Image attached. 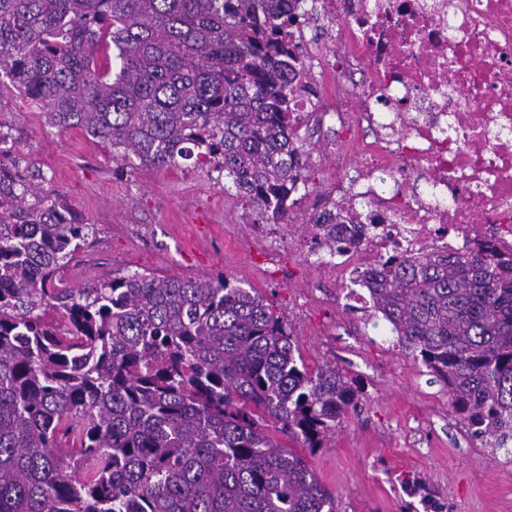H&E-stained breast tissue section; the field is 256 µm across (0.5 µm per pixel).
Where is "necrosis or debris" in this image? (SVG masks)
<instances>
[{
  "instance_id": "1",
  "label": "necrosis or debris",
  "mask_w": 512,
  "mask_h": 512,
  "mask_svg": "<svg viewBox=\"0 0 512 512\" xmlns=\"http://www.w3.org/2000/svg\"><path fill=\"white\" fill-rule=\"evenodd\" d=\"M316 8L335 26L332 54L306 58L325 110L299 109L307 124L330 116L321 154L339 184L316 231L361 239L321 262L323 276L364 313L357 276L396 251L486 246L512 261V0H316ZM384 173L426 188L385 193Z\"/></svg>"
}]
</instances>
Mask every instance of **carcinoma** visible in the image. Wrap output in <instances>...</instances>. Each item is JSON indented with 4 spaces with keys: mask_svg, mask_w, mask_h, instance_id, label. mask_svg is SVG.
Instances as JSON below:
<instances>
[{
    "mask_svg": "<svg viewBox=\"0 0 512 512\" xmlns=\"http://www.w3.org/2000/svg\"><path fill=\"white\" fill-rule=\"evenodd\" d=\"M297 20L288 0H0V76L113 161L192 158L279 224L308 182ZM44 182L0 164V512H337L308 457L358 388L222 274L57 287L97 228ZM362 284L471 437L512 449V266L420 246Z\"/></svg>",
    "mask_w": 512,
    "mask_h": 512,
    "instance_id": "carcinoma-1",
    "label": "carcinoma"
}]
</instances>
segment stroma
<instances>
[{"instance_id":"obj_1","label":"stroma","mask_w":512,"mask_h":512,"mask_svg":"<svg viewBox=\"0 0 512 512\" xmlns=\"http://www.w3.org/2000/svg\"><path fill=\"white\" fill-rule=\"evenodd\" d=\"M6 145L34 162L98 233L61 270L63 287L82 288L134 271L194 278L224 273L256 288L275 306L308 366L328 363L352 379L360 402L325 448L310 457L338 512H424L407 496L413 476L444 500L445 512H512V461L481 447L448 402V389L394 343L385 321L346 306L341 286L309 259L314 216L332 200L335 170L314 132L311 191L288 216L292 230L257 224L230 179L192 161L135 169L114 163L104 144L80 129L46 125L42 109L0 86Z\"/></svg>"}]
</instances>
